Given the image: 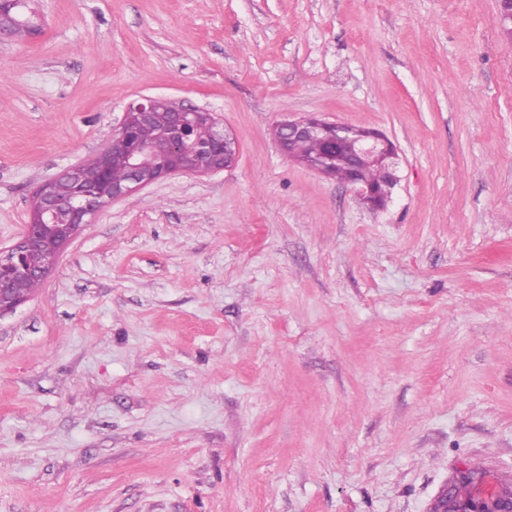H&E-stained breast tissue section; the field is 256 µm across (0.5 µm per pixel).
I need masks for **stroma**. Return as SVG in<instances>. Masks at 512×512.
Here are the masks:
<instances>
[{
	"mask_svg": "<svg viewBox=\"0 0 512 512\" xmlns=\"http://www.w3.org/2000/svg\"><path fill=\"white\" fill-rule=\"evenodd\" d=\"M0 247L144 96L235 164L112 202L0 313V512H429L512 485V40L497 0H21ZM319 115L399 152L380 212L283 156Z\"/></svg>",
	"mask_w": 512,
	"mask_h": 512,
	"instance_id": "1",
	"label": "stroma"
}]
</instances>
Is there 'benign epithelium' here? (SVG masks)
Returning <instances> with one entry per match:
<instances>
[{
    "instance_id": "7a95c632",
    "label": "benign epithelium",
    "mask_w": 512,
    "mask_h": 512,
    "mask_svg": "<svg viewBox=\"0 0 512 512\" xmlns=\"http://www.w3.org/2000/svg\"><path fill=\"white\" fill-rule=\"evenodd\" d=\"M20 24L11 14L10 6L0 7V38L12 37ZM165 105L170 122L164 135L170 143L169 152L157 155L152 148L136 140V126L150 119L153 112ZM206 121L211 125L210 136L199 139L196 126ZM284 138L278 143L283 155H288L290 139L320 138L329 145L340 143L350 136V126L331 122L320 116L288 118L280 122ZM126 152L128 176L120 184L112 182L109 158L112 149ZM239 149L235 133L220 126L211 112L172 102L163 97H143L128 105L120 126L110 142L99 152L100 172L96 182H85L80 170L72 166L41 184L36 190L28 224L19 239L10 247L0 249V312L13 310L29 300L15 291L14 285L22 275L44 279L57 265L65 247L84 226L112 202L150 184L178 173L208 174L233 165ZM398 152L394 143L381 131L369 129L356 142L348 164L357 168L363 164L382 167L388 175L389 188L398 182L396 166ZM357 197L372 209H382L391 199V193L379 196L375 186L350 182ZM54 232L57 245L50 252H40L42 239Z\"/></svg>"
}]
</instances>
